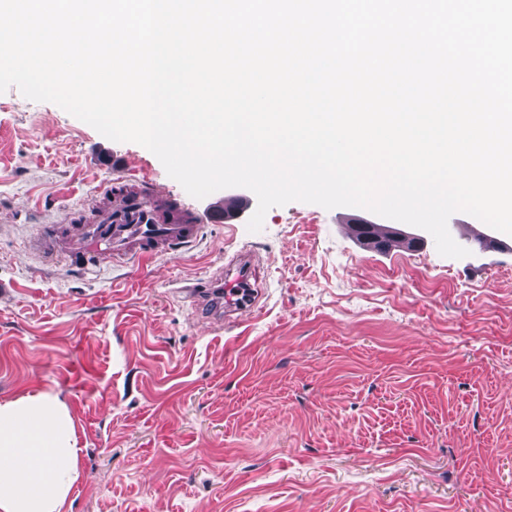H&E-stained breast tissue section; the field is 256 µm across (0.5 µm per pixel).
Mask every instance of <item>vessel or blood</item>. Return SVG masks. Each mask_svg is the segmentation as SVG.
Instances as JSON below:
<instances>
[{
    "label": "vessel or blood",
    "mask_w": 512,
    "mask_h": 512,
    "mask_svg": "<svg viewBox=\"0 0 512 512\" xmlns=\"http://www.w3.org/2000/svg\"><path fill=\"white\" fill-rule=\"evenodd\" d=\"M107 176L86 207L67 211L63 223L42 224L41 235L63 258L95 253L105 246L115 258L146 261L197 236L199 217L177 198L162 193L148 180H134L106 161ZM258 282L248 259L242 258L213 277L207 289L182 287L184 297L199 300L210 293L218 314L253 308Z\"/></svg>",
    "instance_id": "1"
}]
</instances>
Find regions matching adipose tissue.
I'll use <instances>...</instances> for the list:
<instances>
[{"mask_svg":"<svg viewBox=\"0 0 512 512\" xmlns=\"http://www.w3.org/2000/svg\"><path fill=\"white\" fill-rule=\"evenodd\" d=\"M79 477L74 417L58 396L0 402V512H66Z\"/></svg>","mask_w":512,"mask_h":512,"instance_id":"ef3b65f1","label":"adipose tissue"}]
</instances>
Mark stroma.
Returning a JSON list of instances; mask_svg holds the SVG:
<instances>
[{
    "mask_svg": "<svg viewBox=\"0 0 512 512\" xmlns=\"http://www.w3.org/2000/svg\"><path fill=\"white\" fill-rule=\"evenodd\" d=\"M205 213L160 160L56 104L0 94V400L71 410L70 512H512V249L390 255L367 210L293 202L260 232L205 224L151 260L51 257L41 223L88 202L103 159ZM262 295L240 321L178 296L237 255ZM356 225L359 232V239L364 243H371L374 225L370 222H360ZM373 234L384 249L389 252H399V246L390 240L384 227L374 229Z\"/></svg>",
    "mask_w": 512,
    "mask_h": 512,
    "instance_id": "1",
    "label": "stroma"
}]
</instances>
